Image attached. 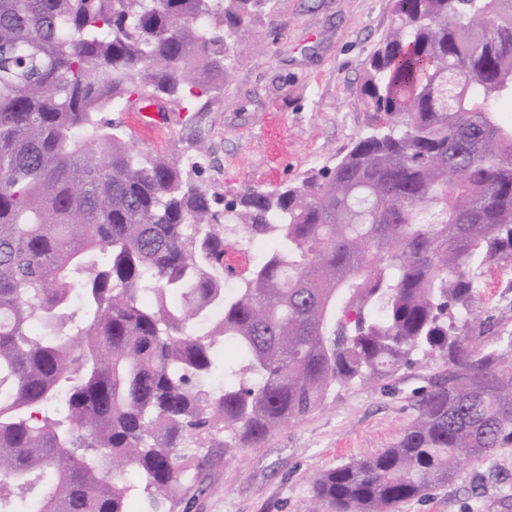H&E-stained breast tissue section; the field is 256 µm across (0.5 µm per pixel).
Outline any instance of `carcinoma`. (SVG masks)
Listing matches in <instances>:
<instances>
[{"instance_id": "obj_1", "label": "carcinoma", "mask_w": 512, "mask_h": 512, "mask_svg": "<svg viewBox=\"0 0 512 512\" xmlns=\"http://www.w3.org/2000/svg\"><path fill=\"white\" fill-rule=\"evenodd\" d=\"M270 3L0 0V512H175L198 440L259 448L419 357L448 374L418 416L306 512H396L512 441V364L470 346L475 274L512 262V0H392L371 132L220 210L104 113L218 99Z\"/></svg>"}]
</instances>
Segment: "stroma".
I'll return each mask as SVG.
<instances>
[{
	"label": "stroma",
	"mask_w": 512,
	"mask_h": 512,
	"mask_svg": "<svg viewBox=\"0 0 512 512\" xmlns=\"http://www.w3.org/2000/svg\"><path fill=\"white\" fill-rule=\"evenodd\" d=\"M391 20L390 0H272L242 41L223 96L204 110L187 101L169 112L162 140L136 141L146 151L201 157L198 183L226 195L335 165L366 130L360 87ZM475 298L480 317L495 325L475 346L512 360V263L485 267ZM447 371L422 361L375 385L336 389L261 448L230 455L204 442L203 488L190 491L187 512H305L319 474L392 447L417 416L420 394ZM398 512H512V442L465 462L453 483Z\"/></svg>",
	"instance_id": "stroma-1"
}]
</instances>
